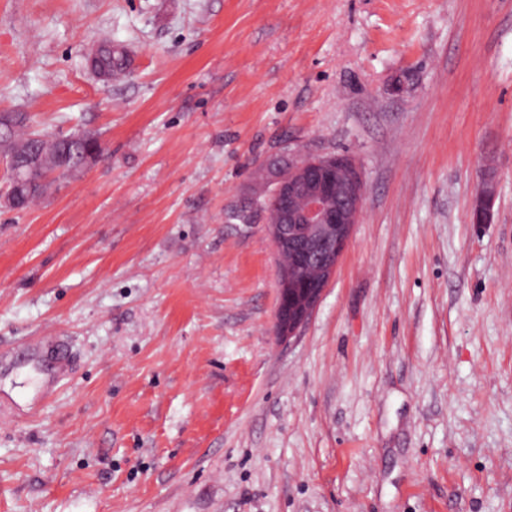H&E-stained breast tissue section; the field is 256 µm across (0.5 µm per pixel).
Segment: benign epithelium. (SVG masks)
Returning <instances> with one entry per match:
<instances>
[{
    "mask_svg": "<svg viewBox=\"0 0 512 512\" xmlns=\"http://www.w3.org/2000/svg\"><path fill=\"white\" fill-rule=\"evenodd\" d=\"M364 184L356 161L347 155L309 157L295 155L285 167L269 171L261 194L280 205V221L272 225L277 250L286 252L298 243L303 254L320 263V283L307 292L296 311L284 305V289H279L276 328L289 338L314 312L339 258L358 223ZM494 193L482 183L472 205L480 223L492 218Z\"/></svg>",
    "mask_w": 512,
    "mask_h": 512,
    "instance_id": "7a95c632",
    "label": "benign epithelium"
}]
</instances>
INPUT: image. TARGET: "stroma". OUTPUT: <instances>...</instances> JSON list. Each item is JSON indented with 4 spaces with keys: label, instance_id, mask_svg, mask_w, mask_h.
<instances>
[{
    "label": "stroma",
    "instance_id": "obj_1",
    "mask_svg": "<svg viewBox=\"0 0 512 512\" xmlns=\"http://www.w3.org/2000/svg\"><path fill=\"white\" fill-rule=\"evenodd\" d=\"M0 112L105 150L0 209V512H512V0H0ZM286 151L364 181L289 339ZM99 55L102 69L110 73V79L107 75L100 76L94 73L100 81H111L117 76L124 78L130 73V61L127 56L117 48H112L109 45L107 48H103ZM494 193L489 184L484 181L478 189L472 205V215H478L480 224H488L492 218Z\"/></svg>",
    "mask_w": 512,
    "mask_h": 512
}]
</instances>
